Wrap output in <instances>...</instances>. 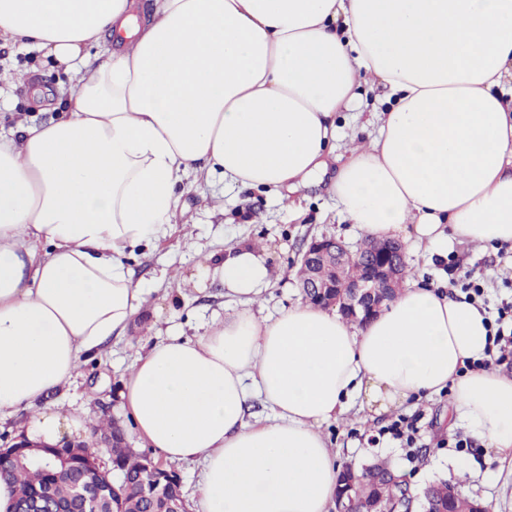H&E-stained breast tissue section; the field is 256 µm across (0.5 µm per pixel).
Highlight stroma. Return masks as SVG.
Returning a JSON list of instances; mask_svg holds the SVG:
<instances>
[{"mask_svg":"<svg viewBox=\"0 0 512 512\" xmlns=\"http://www.w3.org/2000/svg\"><path fill=\"white\" fill-rule=\"evenodd\" d=\"M66 76L62 66L43 52L7 43L0 46V133L10 134L19 125L38 124L63 112L67 96L60 91ZM382 88L362 86L355 109L336 115V151L345 153L352 142L367 140L374 129L368 119L374 110L385 109ZM293 206H285L267 190L225 183L214 176L199 179L193 188L183 191L180 210L158 247H144L126 254L125 262L135 279L145 283L148 299L137 317L136 327L121 338L110 340L96 353L82 357L77 374L52 393L32 405L21 406L0 421V448L13 445L41 412L51 409L61 415L78 417L81 431L62 429L63 441L92 442V422L108 415L119 419L131 448H140L131 417L123 408V381L126 371L143 348L164 334L167 327L182 325L186 335L214 315L237 311L241 302L227 293L224 286L206 282L203 286L172 291L162 280V268L191 274L204 258L215 252L244 243H262L273 271L272 280L261 295L264 315L274 316L303 296L292 273L298 254L308 243L321 236H332L349 248L363 241L362 230L342 215L332 196L328 181H318L293 193ZM453 256L461 265L478 266L486 281L490 303L512 299V288L502 283L512 275L495 248L476 252L472 245H455ZM449 390H442L407 406V413L421 412V463L408 461L398 445L379 437L387 417L364 423L360 415L324 424L322 431L340 464L362 465L377 459L390 460L406 474L413 488L449 478L460 465L473 474L468 494L480 497L491 512H512V473L499 471L484 443L457 450L448 442L468 436L465 426H449Z\"/></svg>","mask_w":512,"mask_h":512,"instance_id":"stroma-1","label":"stroma"}]
</instances>
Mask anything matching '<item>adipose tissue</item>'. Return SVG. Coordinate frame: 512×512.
<instances>
[{
  "label": "adipose tissue",
  "mask_w": 512,
  "mask_h": 512,
  "mask_svg": "<svg viewBox=\"0 0 512 512\" xmlns=\"http://www.w3.org/2000/svg\"><path fill=\"white\" fill-rule=\"evenodd\" d=\"M1 38L45 51L72 88L60 119L0 137V418L127 334L146 291L122 257L201 176L293 193L335 169L340 211L407 257L512 243V0H0ZM365 77L390 106L341 156L336 114ZM195 278L241 309L193 339L168 329L122 397L144 447L202 463L199 512H329L322 424L446 388L512 469V377L466 368L486 357L480 306L409 275L360 325L307 302L267 317L256 244ZM255 396L274 418L248 419Z\"/></svg>",
  "instance_id": "obj_1"
}]
</instances>
